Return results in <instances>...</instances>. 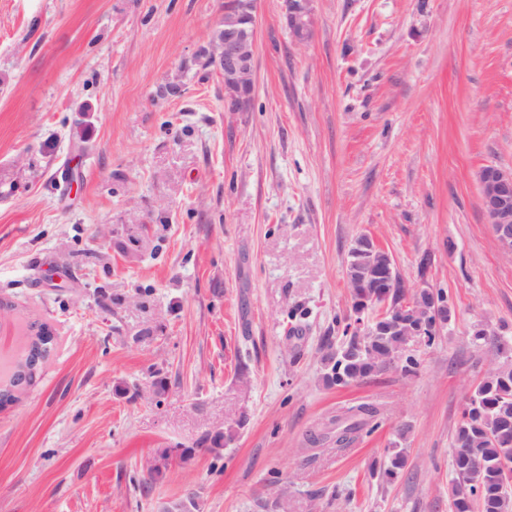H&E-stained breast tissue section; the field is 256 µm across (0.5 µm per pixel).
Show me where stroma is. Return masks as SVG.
<instances>
[{
	"mask_svg": "<svg viewBox=\"0 0 512 512\" xmlns=\"http://www.w3.org/2000/svg\"><path fill=\"white\" fill-rule=\"evenodd\" d=\"M279 3L261 0L253 107L228 112L197 62L222 0H0V358L24 320L56 337L0 409V512H160L190 488L201 512L280 493L288 512H450L453 437L497 363L472 331L512 336L477 181L512 168V0H315L301 46ZM362 235L456 318L414 373L328 387ZM359 403L373 429L308 444ZM407 428L397 430L396 438L390 443L383 461L379 467V474L382 481L390 482L399 477L407 466L405 448H401V441L405 439Z\"/></svg>",
	"mask_w": 512,
	"mask_h": 512,
	"instance_id": "stroma-1",
	"label": "stroma"
}]
</instances>
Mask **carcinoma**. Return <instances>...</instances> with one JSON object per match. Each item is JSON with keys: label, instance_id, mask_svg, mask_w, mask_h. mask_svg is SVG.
<instances>
[{"label": "carcinoma", "instance_id": "1", "mask_svg": "<svg viewBox=\"0 0 512 512\" xmlns=\"http://www.w3.org/2000/svg\"><path fill=\"white\" fill-rule=\"evenodd\" d=\"M415 328L426 333V344L434 342L443 330L435 317L407 314ZM29 328L38 329L37 335H28L25 365L14 370L9 380L0 386V407L18 399L17 391L33 385L40 373L33 360L39 350L52 351L54 336L44 324L32 322ZM345 324L343 340L339 348L324 358V379L329 385L346 386L353 382L371 379L381 372L385 363L397 360L406 373L414 372L416 359L407 353L408 340L391 324L377 321L371 332L358 334L349 331ZM477 343H494L499 352L508 355L507 344L502 337L491 335L484 329L473 333ZM376 411L366 405L347 408L332 417L328 424L310 435L312 445L332 444L345 447L371 423ZM407 428L397 430L390 443L379 474L383 481L399 477L407 466L405 439ZM512 450V363L504 359L490 370L478 383L467 399L461 420L457 426L453 448V471L448 498L451 512H473L480 504L482 512H512V488L505 485L500 461L505 451ZM482 464L479 473H473V460Z\"/></svg>", "mask_w": 512, "mask_h": 512}]
</instances>
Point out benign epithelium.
Returning a JSON list of instances; mask_svg holds the SVG:
<instances>
[{
	"label": "benign epithelium",
	"instance_id": "7a95c632",
	"mask_svg": "<svg viewBox=\"0 0 512 512\" xmlns=\"http://www.w3.org/2000/svg\"><path fill=\"white\" fill-rule=\"evenodd\" d=\"M280 17L296 44L307 43L314 30L313 0H280ZM260 18V0H224L220 27L213 33L208 47L200 50L209 65L223 77L224 110L248 112L255 95V50ZM481 203L486 223L503 249L512 254V168L496 164L483 166L478 173ZM399 280L394 260H389L384 270L376 276L375 288H391ZM365 282H349L354 308L352 326L370 331L375 313L388 316L387 303L357 298L356 288ZM404 308L436 316L437 322L446 327L455 318V309L435 292L416 293Z\"/></svg>",
	"mask_w": 512,
	"mask_h": 512
}]
</instances>
